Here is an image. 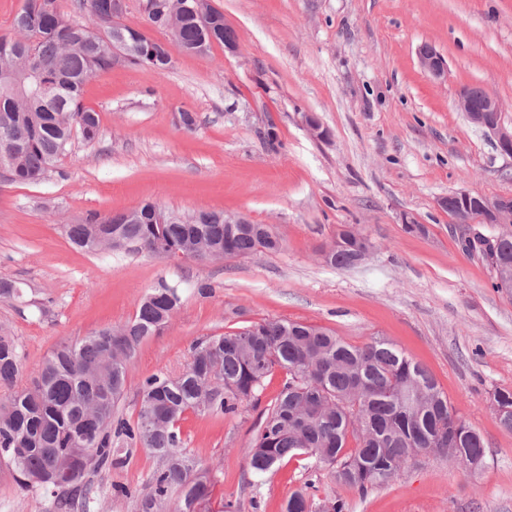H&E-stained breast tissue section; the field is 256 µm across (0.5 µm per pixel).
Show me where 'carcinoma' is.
Returning <instances> with one entry per match:
<instances>
[{
  "label": "carcinoma",
  "mask_w": 512,
  "mask_h": 512,
  "mask_svg": "<svg viewBox=\"0 0 512 512\" xmlns=\"http://www.w3.org/2000/svg\"><path fill=\"white\" fill-rule=\"evenodd\" d=\"M113 0H23L13 34L0 36V159L9 155L11 181L37 184L68 154L74 133L87 143L100 135L97 112L83 103V86L112 68L115 51L127 62L158 72L172 60L150 58L135 27L121 24ZM149 24L169 30L176 51L235 39L224 14L199 17L184 0H158L146 12ZM160 206H140L141 223L123 215H89L67 226L75 246L99 252H176L200 262L278 251L280 239L266 224H226L224 212H208L206 224H158ZM330 265L364 261L361 241L339 234ZM497 273L512 289V236L497 241ZM181 288L162 281L141 300L135 317L120 327L65 339L44 357L26 388L15 383L23 363L14 337L0 334V463L23 489L52 498L56 512H87L94 495L91 476L121 462L120 447L141 445L156 459L149 491L136 512H193L214 488L210 467L184 448L181 425L199 418L234 416L257 404L269 376L285 371L282 387L266 408L258 434L246 450L261 478L288 457L309 459L311 477L293 492L283 512H346L337 496L325 510L315 500L317 472H342L338 483L366 494L388 484L400 463L431 448L450 457L459 451L485 457L480 434L456 415L426 367L384 340L362 346L332 330L287 319H267L198 340L176 376L155 373L139 387L136 420L119 415L130 367L139 345L160 333L180 305ZM494 401L500 425L512 431V391Z\"/></svg>",
  "instance_id": "1"
}]
</instances>
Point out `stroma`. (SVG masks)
Returning a JSON list of instances; mask_svg holds the SVG:
<instances>
[{
	"label": "stroma",
	"mask_w": 512,
	"mask_h": 512,
	"mask_svg": "<svg viewBox=\"0 0 512 512\" xmlns=\"http://www.w3.org/2000/svg\"><path fill=\"white\" fill-rule=\"evenodd\" d=\"M236 52L179 54L160 73L115 59L91 77L84 103L99 114L96 142L74 138L43 182L0 175V278L23 301L0 302V329L23 355L19 386L65 339L131 320L159 281L179 284L169 325L144 340L119 405L136 418L148 375L182 371L192 344L264 319L336 332L360 346L385 339L433 374L456 414L484 440L477 472L429 454L367 494L345 492L322 471L317 497L344 495L348 512H512V432L493 410L512 390V290L493 288L490 266L462 250L438 198L458 191L512 195V158L456 106L480 86L512 123V0H213ZM430 44L447 72L430 77ZM182 111L197 126L183 129ZM329 132L314 138L304 113ZM153 201L178 213H240L269 225L277 252L210 262L149 254L84 252L65 229L78 217L119 214ZM424 233H407L403 215ZM345 225L373 249L353 268L321 253ZM285 378L275 370L257 407L220 420L188 416L185 446L212 468V512H281L305 480L286 458L254 478L246 450L264 406ZM91 512H135L155 459L123 449ZM0 512H53L0 470ZM420 64L424 71L433 77L439 78L444 75L446 65L442 55L432 45H424L418 50Z\"/></svg>",
	"instance_id": "obj_1"
}]
</instances>
